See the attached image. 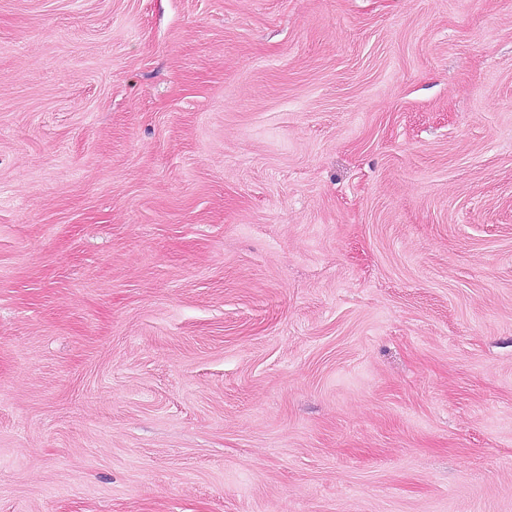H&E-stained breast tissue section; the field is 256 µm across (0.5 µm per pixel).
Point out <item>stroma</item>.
I'll return each instance as SVG.
<instances>
[{"mask_svg":"<svg viewBox=\"0 0 512 512\" xmlns=\"http://www.w3.org/2000/svg\"><path fill=\"white\" fill-rule=\"evenodd\" d=\"M0 512H512V0H0Z\"/></svg>","mask_w":512,"mask_h":512,"instance_id":"35a3bbf8","label":"stroma"}]
</instances>
